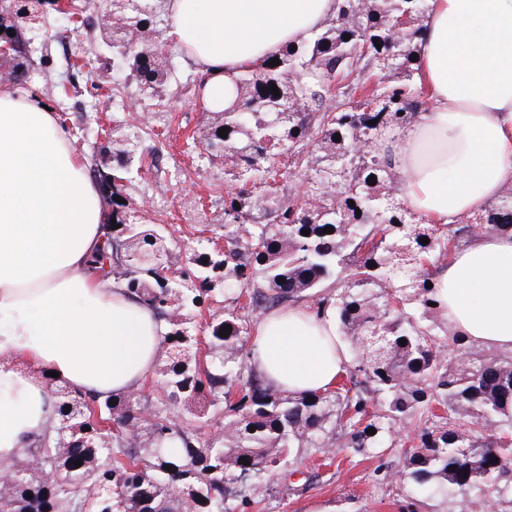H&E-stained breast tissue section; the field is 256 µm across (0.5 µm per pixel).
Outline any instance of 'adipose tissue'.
<instances>
[{
  "mask_svg": "<svg viewBox=\"0 0 512 512\" xmlns=\"http://www.w3.org/2000/svg\"><path fill=\"white\" fill-rule=\"evenodd\" d=\"M167 36L205 77L210 110L245 71L307 41L336 0H166ZM428 111L393 145L401 196L425 224L483 214L512 185V0H428L419 42ZM90 162L35 96L0 84V463L57 418L45 378L100 397L153 371L166 323L92 258L110 222ZM452 332L512 351V236L486 233L438 277ZM252 369L286 394L321 393L346 366L336 320L272 310Z\"/></svg>",
  "mask_w": 512,
  "mask_h": 512,
  "instance_id": "adipose-tissue-1",
  "label": "adipose tissue"
}]
</instances>
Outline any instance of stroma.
Wrapping results in <instances>:
<instances>
[{"mask_svg":"<svg viewBox=\"0 0 512 512\" xmlns=\"http://www.w3.org/2000/svg\"><path fill=\"white\" fill-rule=\"evenodd\" d=\"M87 27L49 12L41 30L23 35L31 48L30 74L17 84L19 94H32L57 112L80 152L97 158L103 154L98 129L109 123L138 143V173L126 188L131 215L164 227L175 249L185 250L199 240L224 233V196L232 182L223 166L202 157L197 141L210 120L193 92L198 71L184 55H176L175 68L162 96L145 98L125 73L111 71L108 81L96 86L93 71L115 53L99 37L93 20L97 0H76ZM123 86V111L111 108L114 86ZM403 449L390 448L384 457L374 449L350 451L339 468L313 470L314 449H294L290 461L270 477L263 502L246 512H486L475 497H449L435 485L418 486L391 477L376 481L373 470L388 462L399 470Z\"/></svg>","mask_w":512,"mask_h":512,"instance_id":"35a3bbf8","label":"stroma"}]
</instances>
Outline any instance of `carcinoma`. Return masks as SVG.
Instances as JSON below:
<instances>
[{
  "label": "carcinoma",
  "mask_w": 512,
  "mask_h": 512,
  "mask_svg": "<svg viewBox=\"0 0 512 512\" xmlns=\"http://www.w3.org/2000/svg\"><path fill=\"white\" fill-rule=\"evenodd\" d=\"M427 10V0H338L336 15L308 41L285 46L279 65L241 75L243 97L222 110L237 150L224 166L237 185L224 198V252L197 244L180 257L193 275L176 276L170 288L135 287L151 280L137 265L125 280L169 325L150 379L163 389L157 403L165 411L146 413L128 397L109 409L69 391L88 416L99 412L109 446L83 447L80 435L67 445L38 437L0 472V512H237L248 504H235L242 474L251 495L263 496L269 472L291 449L314 448L330 466L335 448L394 447L395 426L413 419L416 449L401 478L440 482L457 496L477 491L490 502L512 493V357L477 355L455 335L445 356L436 333L447 325L436 270L479 234L512 233V192L486 208L481 225L441 227L416 223L384 192L397 171L383 145L424 104L413 55ZM139 50L124 48V69L143 94L158 96L172 51L145 65ZM372 70L380 79L368 83ZM112 142L123 152L112 165L123 191L137 144L116 128ZM281 155L310 173L306 198L278 180ZM197 252L221 259L223 289L197 286L215 276L196 265ZM308 300L336 315L353 363L322 394L286 395L246 363L249 316ZM375 329L384 336L376 353H357ZM220 402L224 436L213 437L210 410ZM178 403L187 411L174 422L170 406ZM57 466L69 472L51 484L35 475Z\"/></svg>",
  "instance_id": "carcinoma-1"
}]
</instances>
